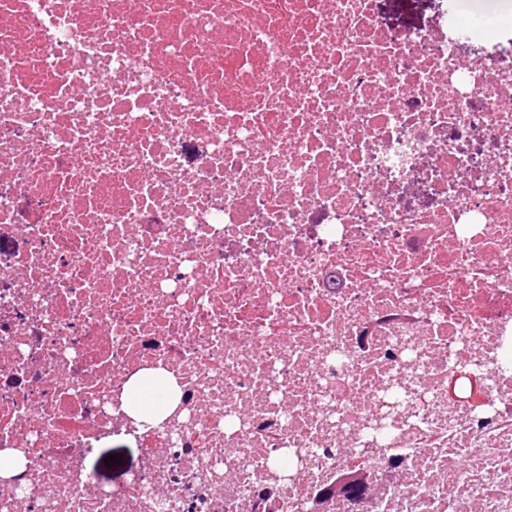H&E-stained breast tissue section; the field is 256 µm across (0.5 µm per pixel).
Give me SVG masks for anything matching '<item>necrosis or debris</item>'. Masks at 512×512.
<instances>
[{
	"instance_id": "1",
	"label": "necrosis or debris",
	"mask_w": 512,
	"mask_h": 512,
	"mask_svg": "<svg viewBox=\"0 0 512 512\" xmlns=\"http://www.w3.org/2000/svg\"><path fill=\"white\" fill-rule=\"evenodd\" d=\"M483 38L374 0H0V512H512ZM439 0H376L375 8L383 23L392 29L434 28L443 20ZM139 382V381H138ZM134 383L130 389L128 394V402L134 408H138L140 411L147 413H154L160 409V402L157 400L156 396L160 393V388L158 383H155L154 386H148L145 388L135 389L133 392L134 386L138 383ZM135 409V408H134ZM110 454L123 456L122 465L115 461V466L108 468L107 463L110 461L107 456ZM140 454V448L135 443L112 441L97 448L86 461L87 467L94 471L99 480L106 484L119 482L123 479L124 473L127 469L132 467Z\"/></svg>"
}]
</instances>
